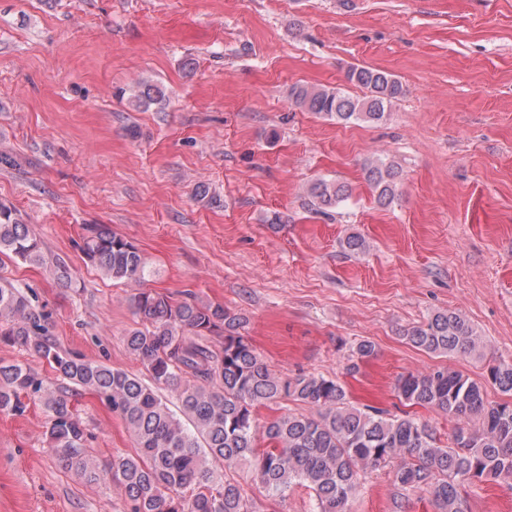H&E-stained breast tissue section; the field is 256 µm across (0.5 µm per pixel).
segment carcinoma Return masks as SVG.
Returning <instances> with one entry per match:
<instances>
[{
  "label": "carcinoma",
  "mask_w": 512,
  "mask_h": 512,
  "mask_svg": "<svg viewBox=\"0 0 512 512\" xmlns=\"http://www.w3.org/2000/svg\"><path fill=\"white\" fill-rule=\"evenodd\" d=\"M348 83L366 90L352 97L336 88L295 84L289 96L305 112L338 122H379L403 93L392 74L352 66ZM164 88L142 81L131 99L137 110L160 106ZM375 201L386 207L398 192L399 171L375 161L365 168ZM310 195L325 207L349 197L342 183L319 179ZM80 251L106 276L142 282L148 273L140 250L104 224H90ZM0 257L49 268L61 288L72 285V269L61 257L45 255L40 240L18 210L0 201ZM138 327L129 331L130 353L148 369L153 384L120 369L86 361L62 350L52 337L51 315L0 277V341L20 346L46 361L49 378L23 364H0V412L21 414L20 396H32L48 413V447L63 466L88 482L102 470L87 449V434L66 395L85 389L105 401L132 433L136 452L112 460L108 471L124 489L128 512H254L240 484L210 466L252 468L267 498L282 496L292 483L313 493L314 512H347L366 475L392 467L393 485L427 493L437 512H470L468 489L488 481L512 488V361L488 368L477 381L446 366L401 376L395 389L409 406L428 407L456 421L442 442L428 424L404 412L353 405L344 385L323 375L282 378L256 355L243 335L246 320L219 303L191 295L181 300L142 290L131 299ZM222 338L215 348L205 340ZM412 347L439 357L481 356L484 343L471 321L437 310L403 331ZM375 344L350 347L347 370L374 357ZM504 399H487V387ZM174 391L185 428L158 393ZM282 399L317 408V414L285 413L265 426L267 445L255 439V413Z\"/></svg>",
  "instance_id": "1"
}]
</instances>
